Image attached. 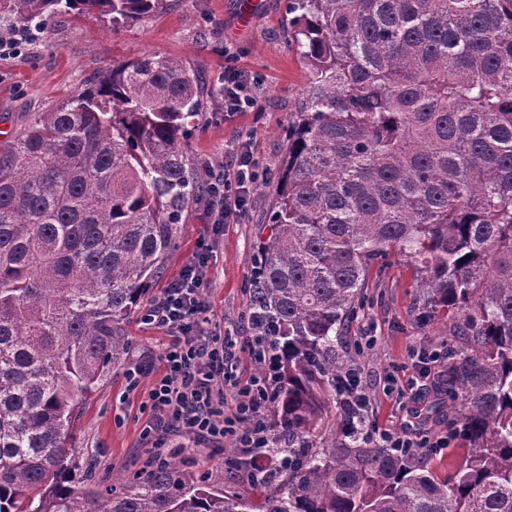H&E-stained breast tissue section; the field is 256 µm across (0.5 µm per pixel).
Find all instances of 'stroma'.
Listing matches in <instances>:
<instances>
[{
  "label": "stroma",
  "instance_id": "obj_1",
  "mask_svg": "<svg viewBox=\"0 0 512 512\" xmlns=\"http://www.w3.org/2000/svg\"><path fill=\"white\" fill-rule=\"evenodd\" d=\"M288 0H169L166 10L121 29L94 18H63L48 34L0 33V130L14 137L35 113L67 100L108 67L143 55L176 58L195 70L204 87L203 107L193 119L186 145L201 178L232 174V152L246 147L257 180L246 195L240 218L215 229L209 205L184 213L175 248L149 291L157 297L177 279L200 250L209 253L204 295L210 305L209 331L250 335V284L259 264L258 241L267 237L273 193L287 150L284 131L309 74L290 42ZM234 68L257 77L258 106L243 112L224 109V71ZM363 303L347 329L349 364L359 369L370 397L366 429L412 432L432 438L448 434L460 417L452 401L433 385L404 395L385 393L388 378L417 376V350L447 351L455 344L445 314L421 317L418 268L398 253L375 261L363 288ZM127 347L118 366L96 383L72 431L76 476L111 481L133 472L144 460L141 431L151 417L147 392L160 377L158 357L169 342L164 331L131 316ZM371 337L358 346L359 337ZM146 368L140 386L127 391L125 372ZM179 455L216 486H233L236 472L222 467L216 451L194 448L179 438Z\"/></svg>",
  "mask_w": 512,
  "mask_h": 512
}]
</instances>
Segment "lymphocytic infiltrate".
<instances>
[{"mask_svg": "<svg viewBox=\"0 0 512 512\" xmlns=\"http://www.w3.org/2000/svg\"><path fill=\"white\" fill-rule=\"evenodd\" d=\"M252 178L251 161L243 153L235 183L222 179L212 183V192L222 201L210 212L214 225L237 218L238 208L229 204L231 193L245 189ZM204 264L201 257L188 264L141 316L144 324L173 338L159 356L165 373L148 392L152 417L141 438L151 464L166 460L173 437L180 435L190 437L199 448L222 447L230 437L244 453L269 444L266 415L279 383L280 357L266 342L260 313H251L254 334L246 344L257 372L245 380L234 375L232 338L206 332L210 318L202 294Z\"/></svg>", "mask_w": 512, "mask_h": 512, "instance_id": "f902f5d3", "label": "lymphocytic infiltrate"}]
</instances>
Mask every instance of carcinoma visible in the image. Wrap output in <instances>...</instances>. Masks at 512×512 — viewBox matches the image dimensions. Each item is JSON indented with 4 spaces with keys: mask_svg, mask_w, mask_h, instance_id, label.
Listing matches in <instances>:
<instances>
[{
    "mask_svg": "<svg viewBox=\"0 0 512 512\" xmlns=\"http://www.w3.org/2000/svg\"><path fill=\"white\" fill-rule=\"evenodd\" d=\"M168 0H0V26L96 14L119 28ZM309 71L250 302L281 352L262 459L215 487L177 456L77 490L80 404L201 197L187 160L197 74L143 55L0 141V512H512V0H288ZM416 262L423 314L462 312L439 389L467 448L358 433L339 400L343 330L369 267Z\"/></svg>",
    "mask_w": 512,
    "mask_h": 512,
    "instance_id": "cac0c4a2",
    "label": "carcinoma"
}]
</instances>
